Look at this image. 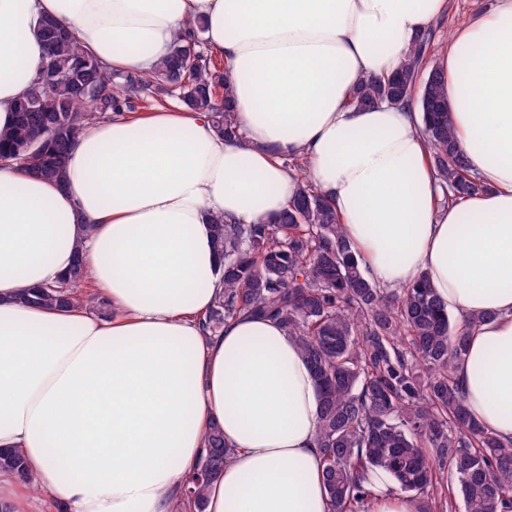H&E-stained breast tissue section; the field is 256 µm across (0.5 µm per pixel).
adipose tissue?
Here are the masks:
<instances>
[{"instance_id":"ef3b65f1","label":"adipose tissue","mask_w":512,"mask_h":512,"mask_svg":"<svg viewBox=\"0 0 512 512\" xmlns=\"http://www.w3.org/2000/svg\"><path fill=\"white\" fill-rule=\"evenodd\" d=\"M448 0H0V131L46 62L41 19L113 72H153L203 23L233 86L239 134L182 105L126 112L77 137L63 181L0 161V505L26 512H176L220 427L231 460L204 512H330L316 435L320 396L275 320L199 321L224 290L212 224H259L293 200L304 162L365 275H427L468 338L454 376L471 415L512 443V0L448 35L433 62L482 193L438 201L415 106H352L390 77ZM82 264L101 318L18 300ZM363 512H419L368 473Z\"/></svg>"}]
</instances>
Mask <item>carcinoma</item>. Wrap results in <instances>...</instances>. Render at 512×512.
Wrapping results in <instances>:
<instances>
[{
  "label": "carcinoma",
  "instance_id": "obj_1",
  "mask_svg": "<svg viewBox=\"0 0 512 512\" xmlns=\"http://www.w3.org/2000/svg\"><path fill=\"white\" fill-rule=\"evenodd\" d=\"M48 62L18 102L12 128L0 132V160L18 159L35 174L60 180L76 137L114 113L154 105L165 84L186 107L208 114L215 131L238 135L233 89L224 60L199 49L195 32L175 38L151 74L112 73L59 22H41ZM433 32H426L391 77L367 79L353 94L361 109L404 105L420 89V133L444 191V202L481 192L448 122L444 74L427 66ZM224 258V293L202 321L215 334L239 316L271 317L295 338L321 398L320 448L332 512H360L366 494L357 472H389L420 512H447L438 496L450 469L464 512H512V445L474 419L453 375L467 337L425 276L397 290L363 274L332 204L313 184L263 224H213ZM18 299L47 307H104L88 290L83 266L57 285L22 288ZM207 453L188 476L180 512H198L210 481L233 448L216 427ZM0 469L28 478L20 455L0 453Z\"/></svg>",
  "mask_w": 512,
  "mask_h": 512
}]
</instances>
